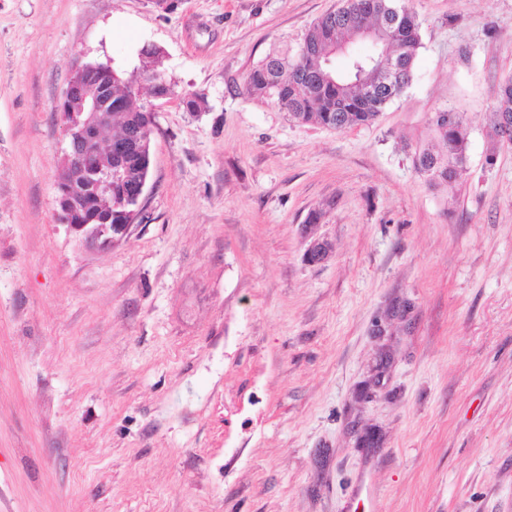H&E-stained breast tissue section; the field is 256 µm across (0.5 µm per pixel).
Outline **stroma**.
I'll return each instance as SVG.
<instances>
[{"instance_id": "stroma-1", "label": "stroma", "mask_w": 512, "mask_h": 512, "mask_svg": "<svg viewBox=\"0 0 512 512\" xmlns=\"http://www.w3.org/2000/svg\"><path fill=\"white\" fill-rule=\"evenodd\" d=\"M407 3L410 86L336 131L244 84L341 0H0V512H512V0ZM147 44L175 93L142 212L89 250L54 105ZM441 110L447 191L413 164ZM494 120L492 125L493 134L491 137L496 143H503L504 132L501 125V118L508 116L512 118V74L505 76L494 102ZM509 118L503 117L502 124L507 125ZM499 137V140L497 139ZM448 110L436 112L431 124L437 140L435 147L415 151L417 173L431 183L448 188L458 182L467 170L468 128L462 115L448 125Z\"/></svg>"}]
</instances>
